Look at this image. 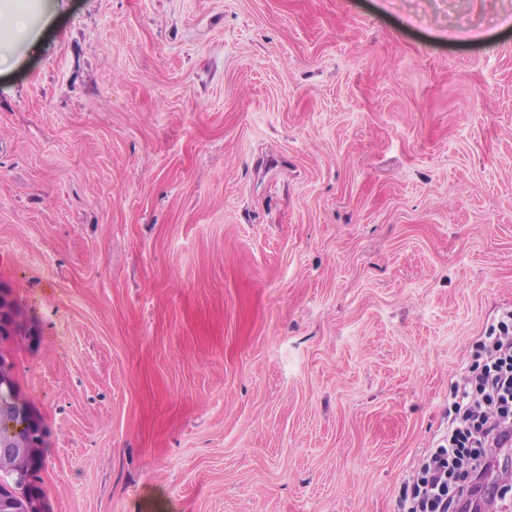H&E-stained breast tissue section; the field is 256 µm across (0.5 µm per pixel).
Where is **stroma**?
I'll return each instance as SVG.
<instances>
[{
  "instance_id": "1",
  "label": "stroma",
  "mask_w": 512,
  "mask_h": 512,
  "mask_svg": "<svg viewBox=\"0 0 512 512\" xmlns=\"http://www.w3.org/2000/svg\"><path fill=\"white\" fill-rule=\"evenodd\" d=\"M15 6L43 512H398L512 310V0Z\"/></svg>"
}]
</instances>
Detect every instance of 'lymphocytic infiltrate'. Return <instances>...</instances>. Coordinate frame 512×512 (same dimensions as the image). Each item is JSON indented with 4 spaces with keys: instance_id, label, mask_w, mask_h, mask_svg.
Instances as JSON below:
<instances>
[{
    "instance_id": "lymphocytic-infiltrate-1",
    "label": "lymphocytic infiltrate",
    "mask_w": 512,
    "mask_h": 512,
    "mask_svg": "<svg viewBox=\"0 0 512 512\" xmlns=\"http://www.w3.org/2000/svg\"><path fill=\"white\" fill-rule=\"evenodd\" d=\"M478 362L452 392L442 444L428 449L410 477L401 512H468L466 501L486 493L490 451L512 447V312L480 344Z\"/></svg>"
}]
</instances>
